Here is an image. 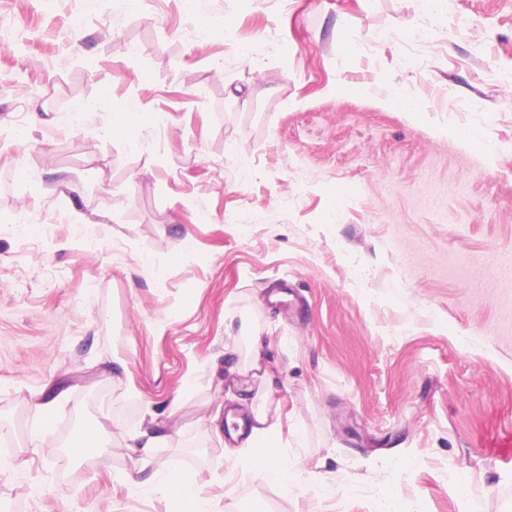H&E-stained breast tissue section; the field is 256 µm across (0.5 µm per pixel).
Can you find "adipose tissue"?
<instances>
[{
    "mask_svg": "<svg viewBox=\"0 0 512 512\" xmlns=\"http://www.w3.org/2000/svg\"><path fill=\"white\" fill-rule=\"evenodd\" d=\"M252 420L247 441L254 446L249 463L256 478L267 484L290 486L292 474L277 461L278 422L270 421L269 413L265 410L253 412ZM139 486L145 493L166 496L172 505V512H207V501L201 495L198 474L180 471L162 476L155 474L140 481Z\"/></svg>",
    "mask_w": 512,
    "mask_h": 512,
    "instance_id": "obj_1",
    "label": "adipose tissue"
}]
</instances>
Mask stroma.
<instances>
[{"instance_id":"1","label":"stroma","mask_w":512,"mask_h":512,"mask_svg":"<svg viewBox=\"0 0 512 512\" xmlns=\"http://www.w3.org/2000/svg\"><path fill=\"white\" fill-rule=\"evenodd\" d=\"M438 8L0 0V512H512V0ZM251 328L286 490L211 422ZM163 437L154 427L139 430L128 436L127 448L139 453L143 460H149L155 454L156 448H160ZM132 482L145 493H162L173 505L172 512H209L205 508L207 500L200 491V478L197 473L168 472L164 476L154 473L146 480Z\"/></svg>"}]
</instances>
